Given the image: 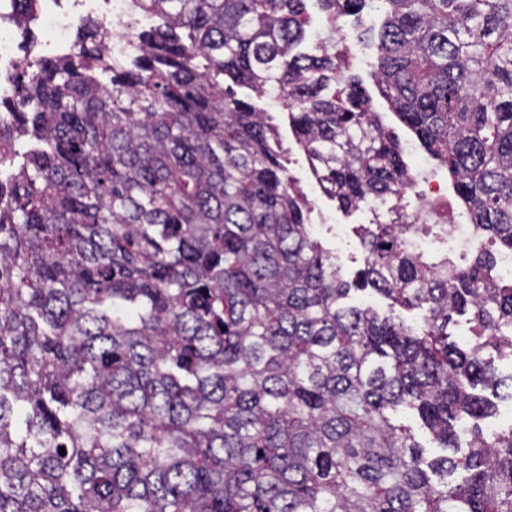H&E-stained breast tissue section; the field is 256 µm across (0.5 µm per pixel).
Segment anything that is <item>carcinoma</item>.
Masks as SVG:
<instances>
[{
    "mask_svg": "<svg viewBox=\"0 0 512 512\" xmlns=\"http://www.w3.org/2000/svg\"><path fill=\"white\" fill-rule=\"evenodd\" d=\"M306 0H137L120 63L101 22L0 99V512H512V426L487 434L512 356V0H381L374 83L447 170L482 237L466 266L362 227L360 281L312 236L266 113L277 93L344 209L412 187L399 139ZM110 74L102 84L97 73ZM23 141V150L16 143ZM425 310L418 333L352 290ZM471 314L472 346L448 341ZM417 415L445 454L425 458ZM473 420L461 444L454 422ZM65 454H60V449ZM459 473L464 482L448 478Z\"/></svg>",
    "mask_w": 512,
    "mask_h": 512,
    "instance_id": "carcinoma-1",
    "label": "carcinoma"
}]
</instances>
